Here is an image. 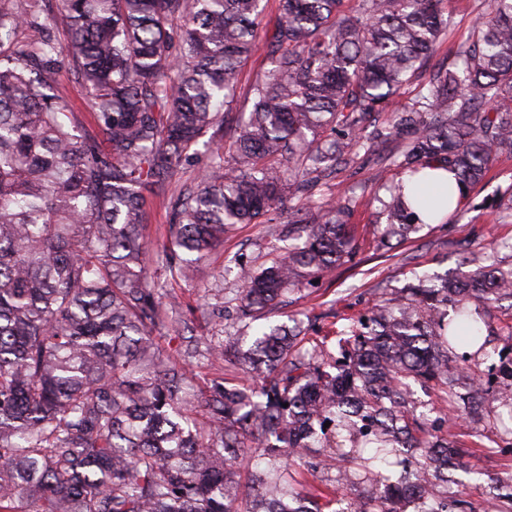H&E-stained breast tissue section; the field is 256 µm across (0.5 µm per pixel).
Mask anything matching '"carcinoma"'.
<instances>
[{
	"instance_id": "carcinoma-1",
	"label": "carcinoma",
	"mask_w": 512,
	"mask_h": 512,
	"mask_svg": "<svg viewBox=\"0 0 512 512\" xmlns=\"http://www.w3.org/2000/svg\"><path fill=\"white\" fill-rule=\"evenodd\" d=\"M262 2L58 0L66 43L28 48L14 35L47 28L39 0H0V512H475L448 468L482 469L448 423L512 436V356L498 348L512 324L488 319L512 299V265L420 277L350 318L333 353L291 315L198 336L152 264L189 281L238 225L278 223L285 190L306 196L394 139L379 241L419 231L446 209L419 192L425 167L465 192L512 154V0H489L475 40L433 69L448 0H278L261 45ZM261 48L232 163L213 151L151 252L144 191L165 195L202 137L223 140L217 104ZM63 69L91 94L103 141L79 130ZM414 79L424 92L394 104ZM346 211L288 208L293 244L239 271V322L280 314L354 255ZM201 359L255 383L201 384ZM414 384L448 412L417 411ZM321 467L337 475L307 486ZM488 504L512 512V486Z\"/></svg>"
}]
</instances>
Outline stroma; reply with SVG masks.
<instances>
[{
    "label": "stroma",
    "instance_id": "stroma-1",
    "mask_svg": "<svg viewBox=\"0 0 512 512\" xmlns=\"http://www.w3.org/2000/svg\"><path fill=\"white\" fill-rule=\"evenodd\" d=\"M487 8V0H450L449 40L470 43ZM265 67L266 56L261 52L244 62L238 97L229 106L224 124L223 148H230L235 126L246 111L250 86ZM397 178L398 169L389 161L364 162L322 179L315 190L316 201L348 205V221L356 226L358 237L353 259L338 265L310 298L296 305L301 319L313 325L312 338L326 339L328 347H335L334 334L347 318L366 312L385 293L409 281L433 273L461 275L469 258L487 264L512 263V207L507 204L512 196V156L496 159L445 222L423 226L411 239L387 250L378 245L377 198ZM281 246L273 225H239L222 247L200 263L196 280L178 288L181 306L189 311L188 321L216 336L241 333L242 325L235 319V270L268 263ZM452 432L477 443V464L485 472L503 476L512 472V454L501 451L502 431L487 429L477 437L468 428L456 426Z\"/></svg>",
    "mask_w": 512,
    "mask_h": 512
}]
</instances>
